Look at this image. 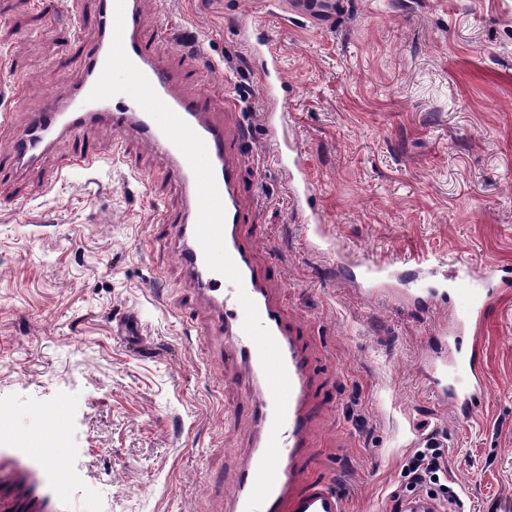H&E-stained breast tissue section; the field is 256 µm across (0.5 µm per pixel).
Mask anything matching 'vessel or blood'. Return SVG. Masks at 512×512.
<instances>
[{"instance_id":"1","label":"vessel or blood","mask_w":512,"mask_h":512,"mask_svg":"<svg viewBox=\"0 0 512 512\" xmlns=\"http://www.w3.org/2000/svg\"><path fill=\"white\" fill-rule=\"evenodd\" d=\"M283 8L312 27L328 31L334 29L342 17L345 0H284ZM93 23L100 33V40L87 52L74 91L67 100H50L43 110L31 117L25 131L18 135L11 132L8 114L0 115V132L12 136L10 160L0 162V182L7 177L9 165L37 164L60 137L92 123L103 124L105 129L115 133L135 130L150 146L158 148L186 192L183 212L174 217L162 216L161 221L179 224V258L199 291L216 308L218 328L229 336L231 352L259 390L254 416L260 431L230 495L231 512H246L257 469L271 437L274 414L273 399L258 350L243 331L244 310L237 298L242 290L255 302L263 324L277 341L291 382L286 418L277 438L279 461L276 479L261 512H344L339 489L332 482L311 477L302 455L303 448L309 445L310 368L302 337L286 322L280 304L269 292L268 268L255 259L257 240L243 232L244 224L249 221L240 200V170L246 161L245 155L228 144L223 125L211 118L200 99L180 92L178 76L151 53L142 35L138 0H125L123 44L128 57L148 78L159 97L206 144L225 208L224 243L242 276L243 284L238 287L209 270L205 263L195 237L198 218L196 180L184 155L128 95L89 101L88 96L101 75L112 44L114 0H98ZM240 33L243 40L249 41L253 59L264 75L261 94L268 102L265 121L270 134H277L284 122L281 106L287 101L288 90L279 54L270 40L251 36L248 27H241ZM278 162L288 177L292 205L305 224L308 235L315 241L325 240L316 194L301 152L294 143L280 142ZM494 295L495 290L490 287L486 276L463 269L455 275L450 288L427 286L414 294L413 300L421 305L450 304L455 310V329L462 333L482 322ZM425 370L434 392L461 415H470L483 403L486 382L476 348L457 343L456 353L450 362L431 360L426 363Z\"/></svg>"}]
</instances>
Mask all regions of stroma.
Returning a JSON list of instances; mask_svg holds the SVG:
<instances>
[{
	"mask_svg": "<svg viewBox=\"0 0 512 512\" xmlns=\"http://www.w3.org/2000/svg\"><path fill=\"white\" fill-rule=\"evenodd\" d=\"M98 0H0V113L23 131L64 100L99 32ZM152 53L244 142L246 230L303 326L313 398L307 466L345 512H391L429 436L461 512H512V287L480 329L488 393L470 416L423 363L453 310L339 274L388 265L512 270V0H348L319 31L272 0H140ZM264 29L292 90L285 131L307 161L329 239L309 244L265 124L242 25ZM117 153L68 167L79 146ZM179 180L136 134L91 124L0 187V463L33 474L46 512H226L257 430L254 388L180 263ZM66 422L56 463L23 455ZM65 499L54 493L57 470Z\"/></svg>",
	"mask_w": 512,
	"mask_h": 512,
	"instance_id": "stroma-1",
	"label": "stroma"
}]
</instances>
